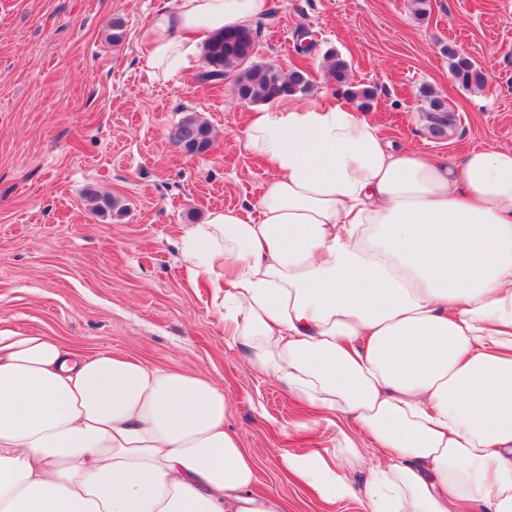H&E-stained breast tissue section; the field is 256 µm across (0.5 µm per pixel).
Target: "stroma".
<instances>
[{"mask_svg":"<svg viewBox=\"0 0 512 512\" xmlns=\"http://www.w3.org/2000/svg\"><path fill=\"white\" fill-rule=\"evenodd\" d=\"M253 22L255 58L303 66L307 97L334 96L326 54L377 95L366 116L393 147L459 162L471 148H512V0H271ZM177 0H0V329L55 336L86 354L127 355L198 371L233 403L230 425L257 465L258 492L288 512H364L290 480L287 452L336 445V427L298 430L302 409L253 373L225 336L203 278L182 256L185 229L216 208L254 201L272 177L244 145L253 110L230 80L206 82V62L149 78L140 31ZM124 37L112 42V21ZM486 71L484 90L455 83L447 46ZM432 87L458 115L430 137L419 90ZM212 130L190 156L171 133L187 114ZM118 200L93 211L86 189Z\"/></svg>","mask_w":512,"mask_h":512,"instance_id":"stroma-1","label":"stroma"}]
</instances>
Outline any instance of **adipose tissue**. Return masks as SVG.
Instances as JSON below:
<instances>
[{"instance_id":"obj_1","label":"adipose tissue","mask_w":512,"mask_h":512,"mask_svg":"<svg viewBox=\"0 0 512 512\" xmlns=\"http://www.w3.org/2000/svg\"><path fill=\"white\" fill-rule=\"evenodd\" d=\"M268 10L178 0L141 32L148 75ZM245 146L272 178L182 252L249 368L349 426L288 473L364 512H512V149L397 150L349 99L298 95ZM229 415L203 374L0 330V512H285Z\"/></svg>"}]
</instances>
